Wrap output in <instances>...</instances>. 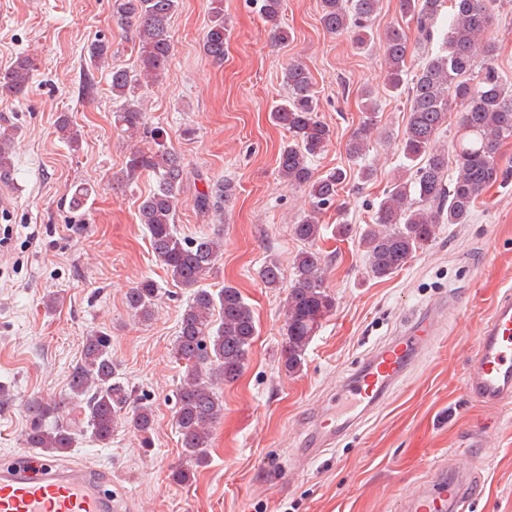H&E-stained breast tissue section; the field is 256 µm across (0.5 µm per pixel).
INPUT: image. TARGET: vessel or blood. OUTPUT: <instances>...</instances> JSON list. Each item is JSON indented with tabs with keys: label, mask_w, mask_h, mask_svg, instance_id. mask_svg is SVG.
I'll return each instance as SVG.
<instances>
[{
	"label": "vessel or blood",
	"mask_w": 512,
	"mask_h": 512,
	"mask_svg": "<svg viewBox=\"0 0 512 512\" xmlns=\"http://www.w3.org/2000/svg\"><path fill=\"white\" fill-rule=\"evenodd\" d=\"M434 333L435 323L429 320L379 347L364 368L341 386L351 406L367 409L379 401L412 357L431 343ZM467 388L487 404L512 397L511 296L494 303L483 325ZM448 469L450 477L442 487L409 500L410 512H454L469 504L474 480L457 464H449ZM109 482L96 469L27 455L0 466V512H121V503L105 490Z\"/></svg>",
	"instance_id": "1"
}]
</instances>
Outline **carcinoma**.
I'll list each match as a JSON object with an SVG mask.
<instances>
[{
	"label": "carcinoma",
	"instance_id": "1",
	"mask_svg": "<svg viewBox=\"0 0 512 512\" xmlns=\"http://www.w3.org/2000/svg\"><path fill=\"white\" fill-rule=\"evenodd\" d=\"M263 20L271 25L273 38L288 41L281 25L283 0H260ZM178 0H113L112 20L121 28H133L138 38L137 69L113 67L108 71L112 99L117 103L114 122L130 134L149 136L151 145L130 153L126 173L130 180L147 173L153 189L139 205V223L150 235L151 248L168 277L191 290L175 336L172 351L186 365L175 394V422L186 456V464L171 471L176 484L189 483L193 467L208 456L211 428L221 417L224 405L215 385L231 383L241 375L249 350L257 336L253 312L238 288L226 285L218 292L199 287L222 250V237L180 236L175 215L179 196L190 172L181 156L160 140V132L147 127L138 90L142 80L158 79L172 52L170 20ZM403 14L416 23L423 42L438 48L415 69L408 61L406 32L391 26L381 49L386 85L396 95H406L409 119L401 143V174L383 194L373 223L359 230L360 245L375 278L401 270L413 255L432 242L440 224L470 223L476 201L489 185L505 178L499 165V150L512 138V84L493 66L491 34L496 23L492 0H400ZM378 14V0H322L321 24L331 34L346 35L358 47L367 44L368 32ZM230 30L224 10L216 6L211 24L202 35L204 53L215 61L224 59V43ZM108 42L97 39L88 46L95 65L111 55ZM36 59L21 53L0 73V89L16 97L29 90ZM287 95L272 107L271 120L288 133V143L278 155V174L284 186L302 188L309 209L291 225L293 236L307 244L293 263V285L285 303V338L278 361L290 374L302 371L310 342L333 312L335 298L325 286L322 255L314 244L320 238V219L335 207L340 186L347 174L336 169L317 176L311 158L325 151L331 130L318 117L319 105L311 75L299 62L285 68ZM459 109L454 166L439 136L448 124L450 111ZM364 120L346 145L353 160L366 152L375 126L376 107L364 105ZM57 132L73 151L81 148L80 135L68 116L57 120ZM14 132H0V177L11 172ZM233 194L229 182L207 185L198 193L196 207L204 214L224 209ZM267 288L280 286V266L267 261L259 271ZM158 285L141 281L126 293L134 315H152ZM129 389L112 360L111 336L97 331L85 337L80 363L68 382L65 398H33L26 411L30 420L26 442L31 448L56 455L76 447L89 436L107 445L118 425H128L150 444L154 414L150 404L129 407ZM81 410L83 418L65 420V402Z\"/></svg>",
	"mask_w": 512,
	"mask_h": 512
}]
</instances>
